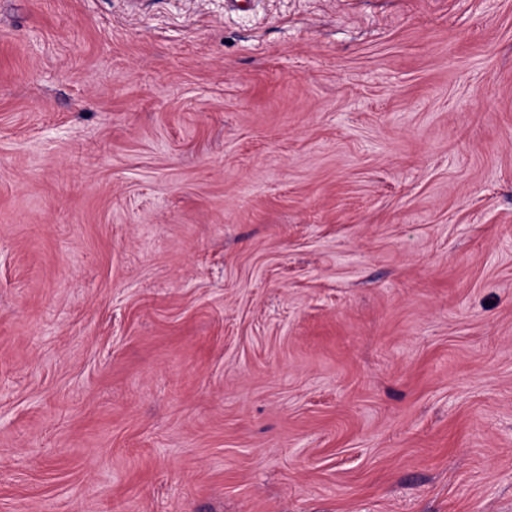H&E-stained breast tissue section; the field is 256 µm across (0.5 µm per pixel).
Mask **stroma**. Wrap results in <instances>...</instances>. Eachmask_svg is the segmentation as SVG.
Listing matches in <instances>:
<instances>
[{
    "mask_svg": "<svg viewBox=\"0 0 512 512\" xmlns=\"http://www.w3.org/2000/svg\"><path fill=\"white\" fill-rule=\"evenodd\" d=\"M0 512H512V0H0Z\"/></svg>",
    "mask_w": 512,
    "mask_h": 512,
    "instance_id": "1",
    "label": "stroma"
}]
</instances>
